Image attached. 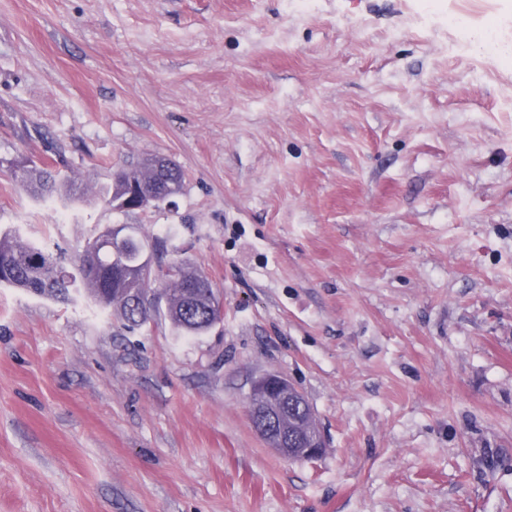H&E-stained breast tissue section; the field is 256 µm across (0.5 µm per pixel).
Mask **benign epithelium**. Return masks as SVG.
Masks as SVG:
<instances>
[{
	"label": "benign epithelium",
	"mask_w": 512,
	"mask_h": 512,
	"mask_svg": "<svg viewBox=\"0 0 512 512\" xmlns=\"http://www.w3.org/2000/svg\"><path fill=\"white\" fill-rule=\"evenodd\" d=\"M167 162L164 156L158 158L148 176L138 180L128 169L113 170L112 183L125 186V191L112 198V208L132 211L174 204L177 195L160 188ZM246 412L254 429L287 461L311 460L327 448L315 415L305 410L303 394L276 372L255 380L246 399Z\"/></svg>",
	"instance_id": "1"
}]
</instances>
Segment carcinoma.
Listing matches in <instances>:
<instances>
[{"label": "carcinoma", "mask_w": 512, "mask_h": 512, "mask_svg": "<svg viewBox=\"0 0 512 512\" xmlns=\"http://www.w3.org/2000/svg\"><path fill=\"white\" fill-rule=\"evenodd\" d=\"M20 183L40 196H66L73 200L77 196L69 181L49 169H27ZM110 236L112 228H104L67 267L49 251L33 245L22 246L1 235L0 286L20 288L60 301L69 300L72 292L83 289L99 306L115 308L125 329H139L145 324L143 307L129 299L121 303L117 296L123 295L127 288L152 291L151 276H143L150 259L142 240L131 234L114 239L111 250H95L96 240ZM170 267L175 269V276L162 274V278L169 280L167 317L185 335L202 336L212 328L206 300L215 296L214 288L203 273L186 261L175 260Z\"/></svg>", "instance_id": "carcinoma-1"}]
</instances>
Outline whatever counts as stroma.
<instances>
[{"mask_svg": "<svg viewBox=\"0 0 512 512\" xmlns=\"http://www.w3.org/2000/svg\"><path fill=\"white\" fill-rule=\"evenodd\" d=\"M510 48L512 0H0V234L124 224L224 307L130 333L0 287V512H512ZM153 155L175 208L106 206ZM267 372L319 458L253 428ZM18 182L26 185L34 194L40 196H66L69 199H78L73 185L60 179L49 169H25V174ZM304 400L300 390L276 372L256 379L246 399L252 426L287 461L312 460L327 446L315 415L306 412ZM289 404L298 406V418L289 419Z\"/></svg>", "mask_w": 512, "mask_h": 512, "instance_id": "stroma-1", "label": "stroma"}]
</instances>
